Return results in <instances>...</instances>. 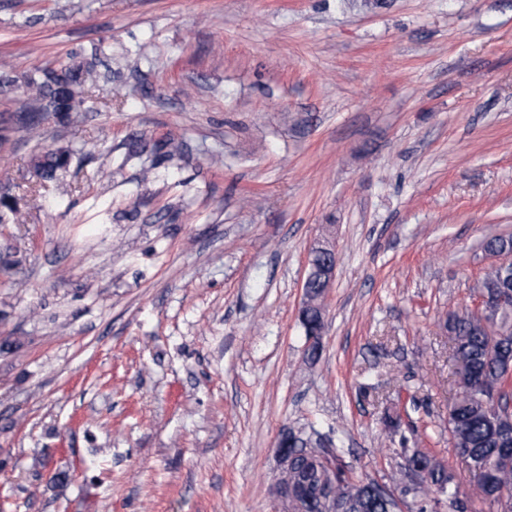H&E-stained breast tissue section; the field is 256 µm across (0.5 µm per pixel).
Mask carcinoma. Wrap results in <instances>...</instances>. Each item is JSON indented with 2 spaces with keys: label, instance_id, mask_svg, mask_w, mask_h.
<instances>
[{
  "label": "carcinoma",
  "instance_id": "obj_1",
  "mask_svg": "<svg viewBox=\"0 0 512 512\" xmlns=\"http://www.w3.org/2000/svg\"><path fill=\"white\" fill-rule=\"evenodd\" d=\"M92 81L91 69L73 64L59 70L55 79L46 71L35 70L24 76V100L18 109L24 118L21 125L30 136H39V125L29 120L33 112L67 114L84 103L83 95ZM72 153L45 151L32 155L34 168L45 180L67 166ZM488 256L512 254V234L491 235L484 240ZM505 281H512V262L487 266L475 285V291L491 294ZM325 293L318 284L311 289L312 305L301 321L304 331L320 326L321 307ZM444 328L452 344L456 393L448 405V435L457 453L468 458L480 471L477 490L482 501L493 512H512V446L505 445L512 434V409L504 400L512 394V299L498 305L490 314H478L466 308L448 313ZM302 448L288 479L280 478L270 487L272 496L281 494L285 483L305 482L309 493H315L328 480V471L321 463L322 437L309 439ZM403 470L419 472L420 484L411 495L413 512H469L468 500L460 497L455 473L436 453L412 449L401 465ZM442 490V498L430 496L432 488ZM396 512L394 502L378 491V484L351 482L336 470V505L303 500V512Z\"/></svg>",
  "mask_w": 512,
  "mask_h": 512
}]
</instances>
